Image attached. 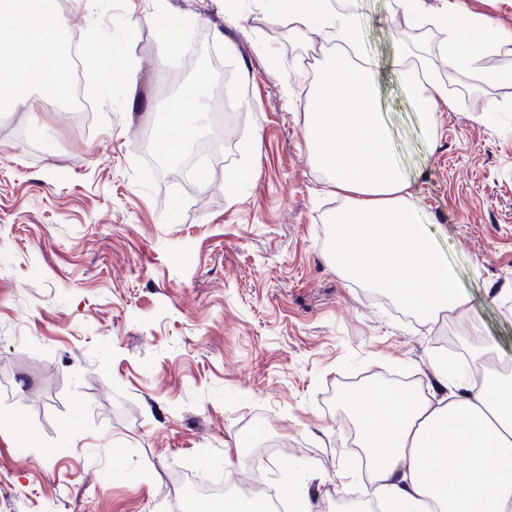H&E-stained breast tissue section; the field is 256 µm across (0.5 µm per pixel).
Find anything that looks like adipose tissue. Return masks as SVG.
I'll use <instances>...</instances> for the list:
<instances>
[{"instance_id": "1", "label": "adipose tissue", "mask_w": 512, "mask_h": 512, "mask_svg": "<svg viewBox=\"0 0 512 512\" xmlns=\"http://www.w3.org/2000/svg\"><path fill=\"white\" fill-rule=\"evenodd\" d=\"M273 21L309 40L327 35L332 52L307 112L305 134L327 184L342 205L333 218L328 260L343 277L395 295H414L426 318L463 308L444 254L418 222V199L396 164L379 112L370 68L344 51L356 44L350 14L333 0H257ZM53 0H0V109L25 103L32 88L63 96L61 68L45 60L63 33L51 22ZM434 22L447 38L440 54L449 70L478 67L484 55L512 43V32L447 7ZM398 74L428 130L437 128L444 86L397 58ZM491 342L473 358L474 373L452 377L431 364L433 381L383 402L369 392L344 398L374 499L392 512H512V370L496 364Z\"/></svg>"}]
</instances>
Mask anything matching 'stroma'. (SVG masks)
<instances>
[{"instance_id":"stroma-1","label":"stroma","mask_w":512,"mask_h":512,"mask_svg":"<svg viewBox=\"0 0 512 512\" xmlns=\"http://www.w3.org/2000/svg\"><path fill=\"white\" fill-rule=\"evenodd\" d=\"M420 220L469 300L425 322L327 260L329 194L304 135L326 63L256 0H57L65 30L111 43L88 111L40 88L0 111V512H183L232 476L313 512L368 498L340 392L427 386L446 342L512 365V82L449 73L444 31L399 0H347ZM184 16L217 60L162 58L146 18ZM448 89L438 131L393 65L398 44ZM192 114L219 134L204 180L156 175L146 135Z\"/></svg>"}]
</instances>
